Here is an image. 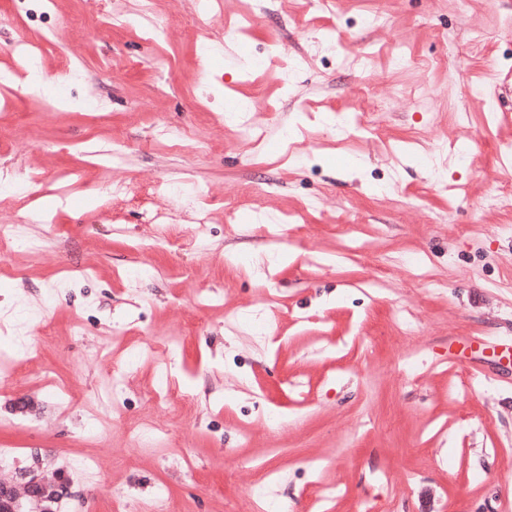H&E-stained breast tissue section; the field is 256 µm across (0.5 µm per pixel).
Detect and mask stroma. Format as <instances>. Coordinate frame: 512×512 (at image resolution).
Listing matches in <instances>:
<instances>
[{
  "instance_id": "1",
  "label": "stroma",
  "mask_w": 512,
  "mask_h": 512,
  "mask_svg": "<svg viewBox=\"0 0 512 512\" xmlns=\"http://www.w3.org/2000/svg\"><path fill=\"white\" fill-rule=\"evenodd\" d=\"M240 8L224 0L223 16L205 18L194 0H160L152 12L109 0L111 13L138 18L114 29L94 16L77 26L81 0H59L39 69L71 61L92 111L68 107L60 82L59 109L46 111L13 50L38 37L39 22L0 28V73L14 91L12 111L0 112V168L50 179L118 139L128 161L103 165L98 180L157 187L150 206L165 215L145 223L133 202L107 222L82 191L61 206L44 196L50 223L28 227L44 250L14 246L0 273V350L13 349L15 324L30 349L16 377L0 378V481L37 460L73 482L77 496L58 512H151L162 488L190 512H249L262 463L279 472L267 499L288 512H512V362L464 346L471 336L512 346V209L487 205L512 178V159L496 151L512 139V0L469 11L458 0H338L316 13L307 0H280L242 39L225 40ZM370 11L386 26L359 25ZM165 15L182 20L171 39L146 41ZM331 27L350 49L375 48L368 84L343 62L316 61L286 90L279 69L250 63L262 45L307 53ZM476 30L488 40L474 53ZM395 44L405 67L389 62ZM106 60L108 79L98 72ZM490 66L492 111L467 92ZM407 86L424 97L401 98ZM242 104L267 130L261 151L229 117ZM370 110L373 131L354 134L347 116ZM164 126L217 148L170 151ZM443 142L466 151L437 171L424 158ZM187 181L208 190L211 234L169 252L165 237L195 228L173 200ZM275 248L287 259L270 269ZM232 252L238 264L225 260ZM77 266L93 267L94 280L66 279ZM203 288L220 292L218 306H192ZM172 336L182 339L170 383L179 401L153 397L157 365L141 354ZM112 337L115 365L99 354ZM115 367L127 373L125 413L103 409L108 426L90 433L86 407ZM45 372L69 386L73 405L41 382ZM153 426L167 432L164 447L136 446L134 433ZM88 456L94 474L71 471ZM314 483L335 498L314 503Z\"/></svg>"
}]
</instances>
